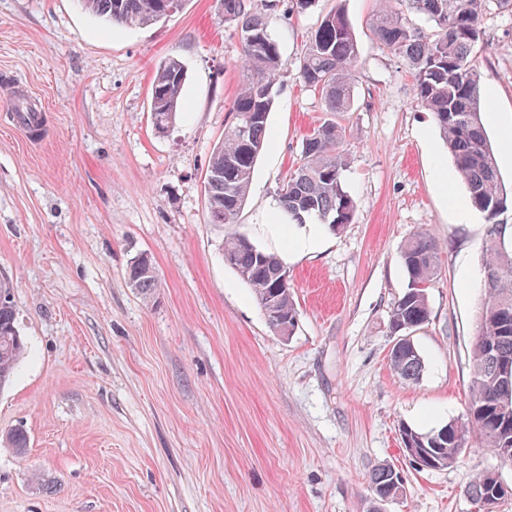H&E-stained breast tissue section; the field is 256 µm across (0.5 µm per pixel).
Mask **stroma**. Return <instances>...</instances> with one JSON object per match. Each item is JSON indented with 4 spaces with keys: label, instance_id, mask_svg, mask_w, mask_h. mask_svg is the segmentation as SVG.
<instances>
[{
    "label": "stroma",
    "instance_id": "obj_1",
    "mask_svg": "<svg viewBox=\"0 0 512 512\" xmlns=\"http://www.w3.org/2000/svg\"><path fill=\"white\" fill-rule=\"evenodd\" d=\"M380 0H319L277 12L285 63L269 137L234 224L210 223L204 177L232 121L241 46L220 0H186L167 19L106 24L79 0H0V281L14 286L27 352L0 390V512H367L366 479L398 469L402 494L384 512H474L477 474L512 467L470 440L458 462L414 470L400 429L463 421L488 223L470 211L407 64L370 26ZM343 8L359 48L345 173L357 212L339 233L281 216L277 189L303 136L327 119L296 77L308 36ZM475 65L483 122L505 185L512 150V6L486 0ZM186 71L184 110L156 133L158 65ZM42 126L20 129L18 103ZM433 234L439 274L431 315L413 334L424 359L409 384L389 366L390 312L408 286L400 249ZM238 233L276 254L297 310L292 336L269 327L249 286L225 265ZM316 233L314 249L296 235ZM147 254L159 287L147 300L127 266ZM25 452L8 444L15 428Z\"/></svg>",
    "mask_w": 512,
    "mask_h": 512
}]
</instances>
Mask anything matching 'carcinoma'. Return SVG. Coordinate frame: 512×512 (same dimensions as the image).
I'll return each mask as SVG.
<instances>
[{
    "instance_id": "cac0c4a2",
    "label": "carcinoma",
    "mask_w": 512,
    "mask_h": 512,
    "mask_svg": "<svg viewBox=\"0 0 512 512\" xmlns=\"http://www.w3.org/2000/svg\"><path fill=\"white\" fill-rule=\"evenodd\" d=\"M485 0H395L381 8L372 27L381 45L403 59L412 71L418 103L433 114L455 172L465 185L471 206L489 223L481 258L482 297L470 359L469 403L466 419L438 429H400L401 439L426 455L432 469L453 466L471 437L490 452L512 455V389L499 381L501 365L512 367V241L506 225L496 218L507 209L508 193L502 183L494 148L485 130L480 95V74L473 63L480 40V19ZM184 0H81L85 11L126 28L155 24L178 12ZM224 25L241 45L242 81L233 101V120L224 141L210 155L206 176V204L210 223L234 224L246 199L256 162L268 138L272 89L283 66L271 34L272 12L278 4L258 0H221ZM425 18L429 27L412 23L410 15ZM356 36L344 10L326 14L311 35L297 68L304 86L320 93L328 112H351L354 73L358 64ZM186 72L172 57L156 69L151 84V119L163 134L182 111ZM345 130L326 121L306 136L298 166L278 190L282 215L297 224L304 220L327 222L338 233L353 222L356 204L347 190V160L341 144ZM401 260L408 276L407 291L391 309L390 333L399 338L390 351V368L402 379L416 383L425 364L408 332L430 318L427 289L437 277L438 247L427 232L404 242ZM224 262L251 288L269 327L279 336H291L297 323L290 284L281 259L260 249L243 235L224 242ZM131 288L148 299L157 288L155 267L149 256L132 258L127 271ZM26 351L16 326L13 287L0 282V388L10 381ZM509 403L505 415L501 407ZM501 485L493 472L478 474L468 494L472 501ZM370 496L398 497L403 488L397 469L383 466L372 471Z\"/></svg>"
}]
</instances>
